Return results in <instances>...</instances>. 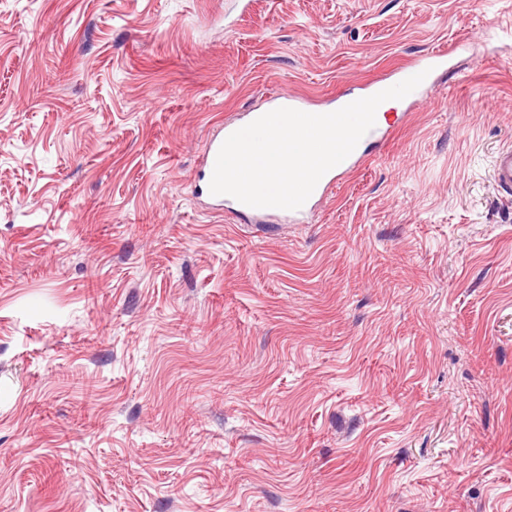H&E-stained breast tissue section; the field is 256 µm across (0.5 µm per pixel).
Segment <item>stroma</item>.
Segmentation results:
<instances>
[{"label": "stroma", "instance_id": "obj_1", "mask_svg": "<svg viewBox=\"0 0 512 512\" xmlns=\"http://www.w3.org/2000/svg\"><path fill=\"white\" fill-rule=\"evenodd\" d=\"M449 45L309 222L198 196ZM505 146L512 0H0V512H512ZM272 105L267 108L268 111L264 112H248L242 118H240L239 122L224 127L223 133H219L213 137H211L207 143L204 160H203V189L206 195L211 199L219 202L225 203L229 209L238 213L245 214L251 216L256 220V222L264 223L267 219L272 217H280L282 219L288 220L289 222L299 221L304 218H308L312 215L315 204L324 197V195L328 192L329 189H332L339 181L344 177L345 174L352 172L354 168L357 166L360 160V153L362 151V145L370 138L375 137L377 135H381V137H386L390 133V128L393 127L389 125L388 127H383L382 123H380L375 114V125L371 128L359 141L355 149L352 153L340 164L330 169L327 173L323 175V177L319 180L315 189L313 190L310 197L307 201L298 209L295 210H286L280 208H255L248 206L237 199L231 196L224 195H214L210 192V182L213 175L216 158L218 152L226 140V138L239 130L240 128L248 125L253 122L260 116L273 111L278 108H293L306 113L311 114H326L336 111L335 108L329 107H312L311 104L302 97L297 95L288 94V95H276L271 98ZM493 180L498 190L505 196H512V147L502 149L493 167Z\"/></svg>", "mask_w": 512, "mask_h": 512}]
</instances>
